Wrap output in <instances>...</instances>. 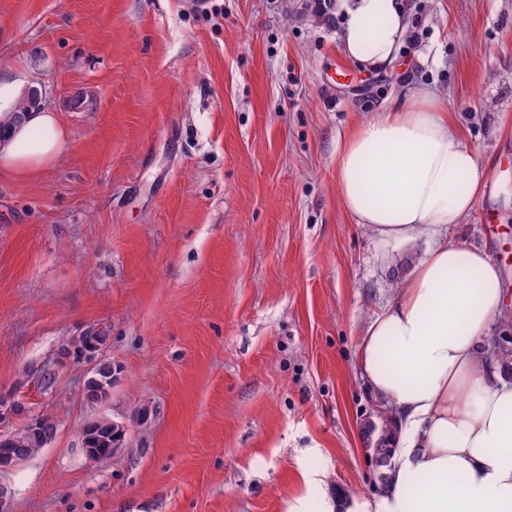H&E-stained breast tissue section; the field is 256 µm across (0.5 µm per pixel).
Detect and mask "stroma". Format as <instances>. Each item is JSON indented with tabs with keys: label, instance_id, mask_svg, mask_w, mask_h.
Segmentation results:
<instances>
[{
	"label": "stroma",
	"instance_id": "35a3bbf8",
	"mask_svg": "<svg viewBox=\"0 0 512 512\" xmlns=\"http://www.w3.org/2000/svg\"><path fill=\"white\" fill-rule=\"evenodd\" d=\"M409 3L399 68L374 74L343 61L322 0H0V70L68 132L52 166L0 176V394L26 411L11 429L57 422L0 472L12 512L381 495L359 345L425 247L376 263L335 161L409 85L439 93L480 156L490 183L456 236L487 249L512 305V0ZM89 332L121 369L96 404L89 366L58 358ZM102 418L126 441L92 460L82 433Z\"/></svg>",
	"mask_w": 512,
	"mask_h": 512
}]
</instances>
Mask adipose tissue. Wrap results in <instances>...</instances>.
<instances>
[{
	"instance_id": "1",
	"label": "adipose tissue",
	"mask_w": 512,
	"mask_h": 512,
	"mask_svg": "<svg viewBox=\"0 0 512 512\" xmlns=\"http://www.w3.org/2000/svg\"><path fill=\"white\" fill-rule=\"evenodd\" d=\"M334 9L344 61L394 70L410 35L406 0H335ZM16 99L0 74V174L26 177L58 160L67 131L53 112L13 119ZM336 188L373 231L381 262L427 243L361 337L360 375L392 408L397 434L383 496L349 512H512V377L481 353L505 311L501 270L453 236L483 193L478 152L434 92L413 88L342 137Z\"/></svg>"
}]
</instances>
